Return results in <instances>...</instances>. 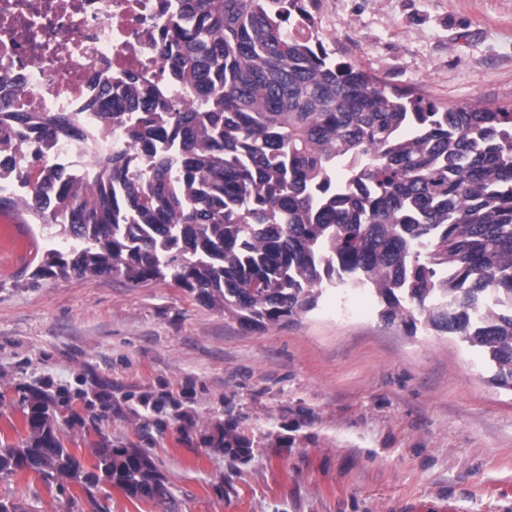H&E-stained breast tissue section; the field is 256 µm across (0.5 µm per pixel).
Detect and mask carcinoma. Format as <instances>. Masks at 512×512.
<instances>
[{
	"instance_id": "cac0c4a2",
	"label": "carcinoma",
	"mask_w": 512,
	"mask_h": 512,
	"mask_svg": "<svg viewBox=\"0 0 512 512\" xmlns=\"http://www.w3.org/2000/svg\"><path fill=\"white\" fill-rule=\"evenodd\" d=\"M312 27L305 0H178L155 39L165 80L104 89L94 125L0 106V146L28 157L10 202L60 228L34 276L168 278L255 329L324 288H370L382 320L461 337L512 390V111L389 93ZM114 126L125 145L85 169L43 162ZM489 292L500 309L478 323ZM54 415L30 406L0 472L166 496L136 450L101 448L85 470Z\"/></svg>"
}]
</instances>
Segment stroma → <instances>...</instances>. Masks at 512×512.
Returning <instances> with one entry per match:
<instances>
[{
    "instance_id": "1",
    "label": "stroma",
    "mask_w": 512,
    "mask_h": 512,
    "mask_svg": "<svg viewBox=\"0 0 512 512\" xmlns=\"http://www.w3.org/2000/svg\"><path fill=\"white\" fill-rule=\"evenodd\" d=\"M307 9L337 60L387 91L512 108V0ZM0 233L29 254L19 268L0 256V441L27 438L48 381L55 431L84 468L97 449L134 448L168 491L159 502L2 472L0 498L20 512H512V391L460 337L384 322L372 290L342 286L247 329L170 281L35 277L49 231L6 211ZM146 393L159 410L142 409ZM229 428L246 458L219 448Z\"/></svg>"
}]
</instances>
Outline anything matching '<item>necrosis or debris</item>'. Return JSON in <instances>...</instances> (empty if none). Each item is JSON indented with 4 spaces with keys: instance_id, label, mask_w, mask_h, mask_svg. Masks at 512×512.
<instances>
[{
    "instance_id": "1",
    "label": "necrosis or debris",
    "mask_w": 512,
    "mask_h": 512,
    "mask_svg": "<svg viewBox=\"0 0 512 512\" xmlns=\"http://www.w3.org/2000/svg\"><path fill=\"white\" fill-rule=\"evenodd\" d=\"M167 0H0V101L18 112H79L118 80L159 81L166 72L153 33ZM61 140L52 159L73 167L123 146Z\"/></svg>"
}]
</instances>
